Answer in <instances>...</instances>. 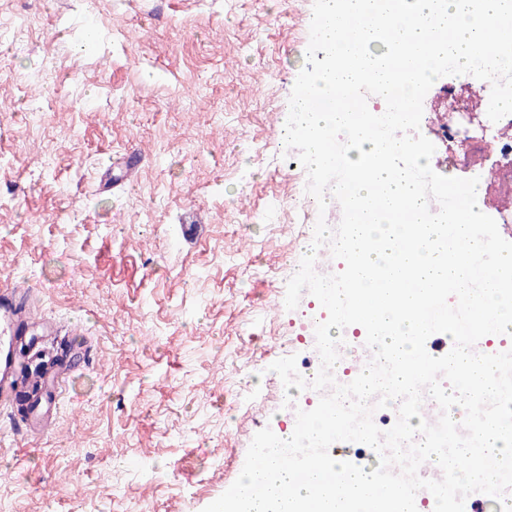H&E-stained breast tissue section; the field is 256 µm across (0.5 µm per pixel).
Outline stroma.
I'll return each mask as SVG.
<instances>
[{"mask_svg": "<svg viewBox=\"0 0 512 512\" xmlns=\"http://www.w3.org/2000/svg\"><path fill=\"white\" fill-rule=\"evenodd\" d=\"M314 0H0V283L56 333L34 369L90 359L43 434L0 402V512H202L264 428L292 422L270 366L317 219L282 126ZM133 186L106 169L129 148ZM459 142L432 169L466 178Z\"/></svg>", "mask_w": 512, "mask_h": 512, "instance_id": "1", "label": "stroma"}]
</instances>
